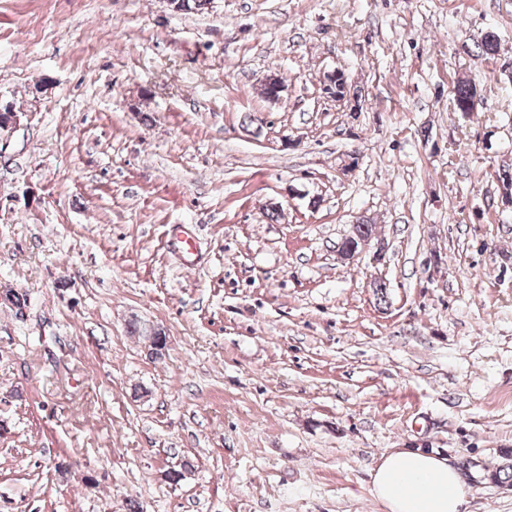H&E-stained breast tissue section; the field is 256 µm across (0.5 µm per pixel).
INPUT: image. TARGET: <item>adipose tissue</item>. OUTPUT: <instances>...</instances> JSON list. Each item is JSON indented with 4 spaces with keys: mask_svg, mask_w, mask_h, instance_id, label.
Here are the masks:
<instances>
[{
    "mask_svg": "<svg viewBox=\"0 0 512 512\" xmlns=\"http://www.w3.org/2000/svg\"><path fill=\"white\" fill-rule=\"evenodd\" d=\"M371 491L385 512H463L464 476L448 456L419 448L384 455Z\"/></svg>",
    "mask_w": 512,
    "mask_h": 512,
    "instance_id": "adipose-tissue-1",
    "label": "adipose tissue"
}]
</instances>
